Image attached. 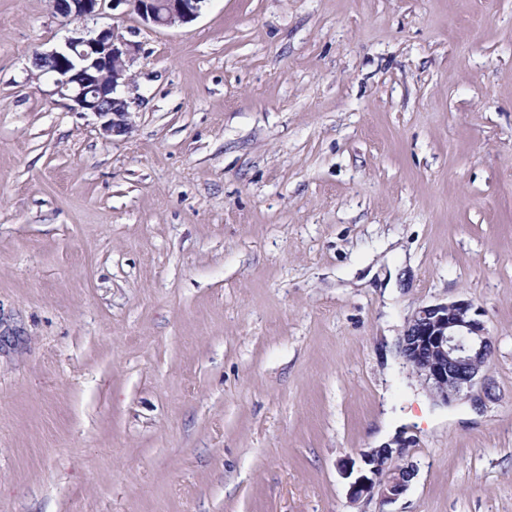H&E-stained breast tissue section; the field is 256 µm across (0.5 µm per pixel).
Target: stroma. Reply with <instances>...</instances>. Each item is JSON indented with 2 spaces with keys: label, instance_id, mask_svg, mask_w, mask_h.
<instances>
[{
  "label": "stroma",
  "instance_id": "obj_1",
  "mask_svg": "<svg viewBox=\"0 0 512 512\" xmlns=\"http://www.w3.org/2000/svg\"><path fill=\"white\" fill-rule=\"evenodd\" d=\"M104 137L0 0V512H381L339 470L382 406L394 512H512V0H206ZM464 299L495 350L445 406L383 350Z\"/></svg>",
  "mask_w": 512,
  "mask_h": 512
}]
</instances>
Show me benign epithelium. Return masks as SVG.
I'll list each match as a JSON object with an SVG mask.
<instances>
[{
    "label": "benign epithelium",
    "mask_w": 512,
    "mask_h": 512,
    "mask_svg": "<svg viewBox=\"0 0 512 512\" xmlns=\"http://www.w3.org/2000/svg\"><path fill=\"white\" fill-rule=\"evenodd\" d=\"M53 12L81 21L104 7L133 12L156 27L186 24L198 17L206 0H50ZM138 46L111 26L98 31L74 29L64 45L33 58L39 74L53 84L51 94L71 101L70 109L90 112L102 120L107 136L133 129L132 98L126 96L129 68ZM481 310L467 300L419 306L400 338L404 360L438 402L449 405L483 380L494 351L493 338L481 320ZM411 441L358 453L360 465L347 459L343 475L350 479V501L378 495L381 504L403 496L417 475L411 463L392 467L389 461L406 456Z\"/></svg>",
    "instance_id": "obj_1"
}]
</instances>
